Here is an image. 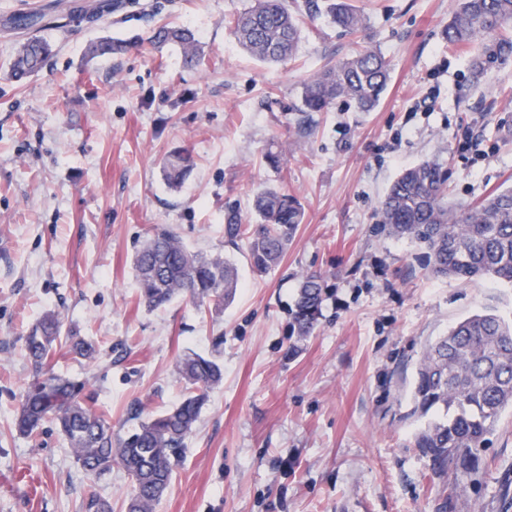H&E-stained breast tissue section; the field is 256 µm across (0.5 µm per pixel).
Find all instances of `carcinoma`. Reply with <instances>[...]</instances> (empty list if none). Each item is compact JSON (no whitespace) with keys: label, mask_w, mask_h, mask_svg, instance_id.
<instances>
[{"label":"carcinoma","mask_w":512,"mask_h":512,"mask_svg":"<svg viewBox=\"0 0 512 512\" xmlns=\"http://www.w3.org/2000/svg\"><path fill=\"white\" fill-rule=\"evenodd\" d=\"M286 0H253L231 21L238 45L257 60L279 63L294 57L301 28L288 11ZM310 18L326 13L333 24L356 32L363 15L349 0H306ZM102 7L57 17L94 23ZM512 0H456L444 38L448 46L469 49L486 37L472 55L470 70L480 81L494 67L512 61ZM157 45L174 44L187 65L201 61L195 33L184 27L161 25L153 34ZM130 42L103 37L90 43L86 62L126 53ZM52 54L47 39L33 35L20 43L10 64V75L21 81L42 68ZM390 78L389 62L379 52L365 49L349 59L320 70L305 85L299 131L309 132L314 114L324 112L338 98L362 112L379 102ZM189 153L173 150L163 162L168 187H181L191 172ZM256 224H246L235 210L224 213V238L234 245L248 242L252 268L264 273L288 250L302 208L287 192L266 189L256 194ZM389 235L405 238L425 250L427 269L437 277L468 281L486 278L512 285V187H501L483 201L456 206L448 201L443 164L424 160L405 169L391 183L381 207ZM134 270L138 300L149 310L169 305L178 296L198 307L224 306L238 288L236 267L220 254L204 256L188 250L169 227L158 229L137 250ZM324 275L313 271L301 278L292 312L298 335L314 330L324 302ZM33 379L23 389L13 420L14 430L32 436L47 423L73 451L85 475L101 477L118 467L130 480L126 512H152L169 485L174 461L193 433L210 392L223 381L215 355L186 351L177 359L184 387L182 399L143 420L133 432L116 436L112 421L98 405L90 381L76 380L54 369L56 353L64 352L92 366L98 359L94 340L66 325L49 310L24 339ZM413 414L423 421L414 447L430 461L438 475H451L455 492L463 494L478 474L477 452L494 433L500 416L512 411V322L492 312L476 313L454 323L448 334L430 342L415 372ZM83 512H112L110 501L95 494L82 503Z\"/></svg>","instance_id":"carcinoma-1"}]
</instances>
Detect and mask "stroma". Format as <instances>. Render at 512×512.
Here are the masks:
<instances>
[{
	"mask_svg": "<svg viewBox=\"0 0 512 512\" xmlns=\"http://www.w3.org/2000/svg\"><path fill=\"white\" fill-rule=\"evenodd\" d=\"M101 4L93 26L45 36L55 51L17 82L8 20L55 0H0V512H79L89 491L124 512L120 469L96 480L77 467L47 425L12 429L31 377L22 338L47 310L99 345L94 375L114 431L176 404L185 349L222 337L224 380L213 390L153 512H444L448 483L414 446L411 389L424 346L457 320L491 308L512 318V286L436 278L421 250L384 229L392 181L422 160L443 162L458 204L512 183V64L472 83L470 55L442 37L454 0H354L366 24L352 35L287 0L302 26L296 57L259 62L228 21L252 0H66ZM163 23L190 28L204 54L185 65L179 47L153 44ZM131 41L123 56L85 63L86 46ZM376 49L391 78L369 112L335 100L309 135L296 122L304 85L326 64ZM185 149L194 167L171 190L161 161ZM282 152L280 167L267 151ZM288 191L303 222L280 263L253 272L248 244L224 242V212L255 223V193ZM170 226L190 249L233 261L239 287L219 312L180 297L139 305L131 258ZM326 276L315 331L292 329L303 273ZM512 414L479 452V473L455 512H512Z\"/></svg>",
	"mask_w": 512,
	"mask_h": 512,
	"instance_id": "35a3bbf8",
	"label": "stroma"
}]
</instances>
